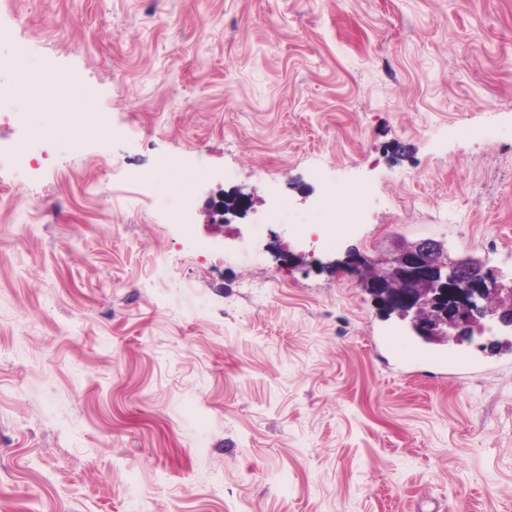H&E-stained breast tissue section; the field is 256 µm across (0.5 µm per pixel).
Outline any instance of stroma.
<instances>
[{"instance_id":"stroma-1","label":"stroma","mask_w":512,"mask_h":512,"mask_svg":"<svg viewBox=\"0 0 512 512\" xmlns=\"http://www.w3.org/2000/svg\"><path fill=\"white\" fill-rule=\"evenodd\" d=\"M21 47L73 91L0 71L52 136L0 182V512H512V327L424 342L352 271L512 286V0H0Z\"/></svg>"}]
</instances>
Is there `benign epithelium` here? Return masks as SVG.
Here are the masks:
<instances>
[{
	"label": "benign epithelium",
	"instance_id": "obj_1",
	"mask_svg": "<svg viewBox=\"0 0 512 512\" xmlns=\"http://www.w3.org/2000/svg\"><path fill=\"white\" fill-rule=\"evenodd\" d=\"M231 199L228 208L222 199L211 203L212 213L242 214L251 206L244 194ZM444 252V245L436 240L414 242L399 250L388 261L387 274L367 282L366 288L386 310L412 315L413 330L427 342L464 330L478 316L495 315L502 324L512 326L511 305L491 309L480 304L498 292L482 262L472 257L449 261Z\"/></svg>",
	"mask_w": 512,
	"mask_h": 512
}]
</instances>
